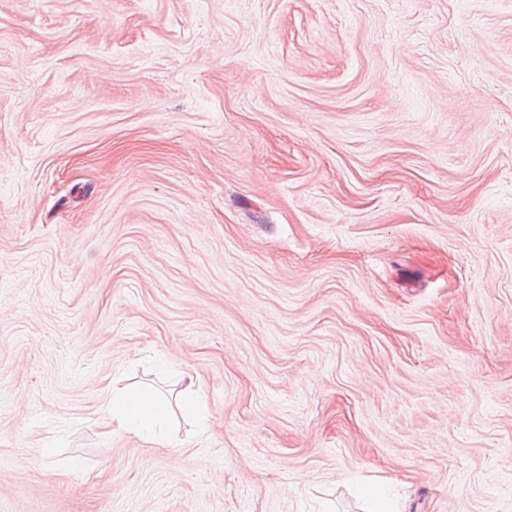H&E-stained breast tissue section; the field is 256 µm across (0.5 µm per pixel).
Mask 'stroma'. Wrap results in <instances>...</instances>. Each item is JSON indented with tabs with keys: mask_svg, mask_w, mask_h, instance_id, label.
Returning a JSON list of instances; mask_svg holds the SVG:
<instances>
[{
	"mask_svg": "<svg viewBox=\"0 0 512 512\" xmlns=\"http://www.w3.org/2000/svg\"><path fill=\"white\" fill-rule=\"evenodd\" d=\"M358 481L512 512V0H0V512ZM107 423L146 439H164L166 411L155 391L139 387L105 398Z\"/></svg>",
	"mask_w": 512,
	"mask_h": 512,
	"instance_id": "35a3bbf8",
	"label": "stroma"
}]
</instances>
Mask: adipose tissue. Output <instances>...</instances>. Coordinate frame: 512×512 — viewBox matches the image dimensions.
Returning <instances> with one entry per match:
<instances>
[{"instance_id":"adipose-tissue-1","label":"adipose tissue","mask_w":512,"mask_h":512,"mask_svg":"<svg viewBox=\"0 0 512 512\" xmlns=\"http://www.w3.org/2000/svg\"><path fill=\"white\" fill-rule=\"evenodd\" d=\"M103 407L109 424L146 439H163L166 411L153 389L139 387L113 394Z\"/></svg>"}]
</instances>
